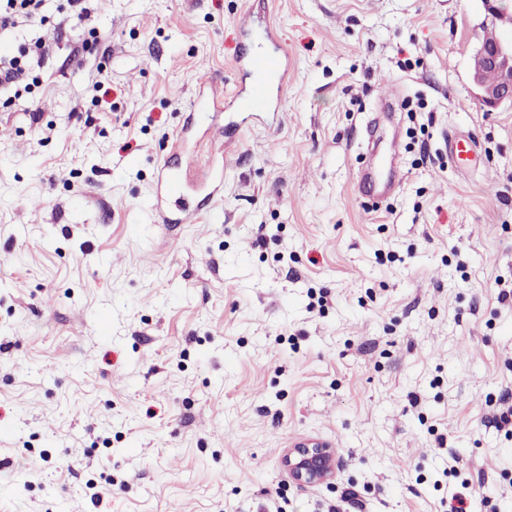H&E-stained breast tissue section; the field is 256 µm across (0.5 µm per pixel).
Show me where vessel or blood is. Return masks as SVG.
I'll use <instances>...</instances> for the list:
<instances>
[{
  "mask_svg": "<svg viewBox=\"0 0 512 512\" xmlns=\"http://www.w3.org/2000/svg\"><path fill=\"white\" fill-rule=\"evenodd\" d=\"M268 47L250 53L246 64L252 76V84L246 93L238 94L232 101L235 111L247 114L253 119L261 118L270 104L271 91L286 94L289 86L286 55L281 49L274 31H266ZM214 79L201 82L202 93L197 96L183 127L184 132L206 124L212 102L206 96L213 89ZM477 142L470 137L452 138L448 141V157L457 167L470 165L477 157ZM398 173L393 166L374 163L363 169L358 177L359 192L368 196L371 203H379L392 194ZM224 182L223 171L214 170L198 182H191L187 170L180 164L163 163L156 174L153 187V213L156 223L181 224L187 216L209 212L215 203V196ZM194 189L196 202L192 209L181 208L187 189Z\"/></svg>",
  "mask_w": 512,
  "mask_h": 512,
  "instance_id": "b4317fda",
  "label": "vessel or blood"
}]
</instances>
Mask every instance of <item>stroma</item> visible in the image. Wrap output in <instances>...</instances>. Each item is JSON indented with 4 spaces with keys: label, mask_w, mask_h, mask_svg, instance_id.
<instances>
[{
    "label": "stroma",
    "mask_w": 512,
    "mask_h": 512,
    "mask_svg": "<svg viewBox=\"0 0 512 512\" xmlns=\"http://www.w3.org/2000/svg\"><path fill=\"white\" fill-rule=\"evenodd\" d=\"M484 18L481 0L53 12L36 83L0 98V512H448L452 483L512 512L492 424L512 392V105L486 111L471 82ZM269 27L291 89L250 127L216 111L184 145L195 175L226 167L213 212L152 223L199 78L248 90ZM452 135L481 166L449 165ZM371 141L401 167L377 207L354 188ZM307 440L335 479L292 481ZM283 465L299 485L327 483L336 476V455L319 443H303L288 448Z\"/></svg>",
    "instance_id": "obj_1"
}]
</instances>
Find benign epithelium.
Instances as JSON below:
<instances>
[{"label":"benign epithelium","instance_id":"benign-epithelium-1","mask_svg":"<svg viewBox=\"0 0 512 512\" xmlns=\"http://www.w3.org/2000/svg\"><path fill=\"white\" fill-rule=\"evenodd\" d=\"M489 24L512 25V15L502 0H483ZM493 71L494 84L484 82L483 74ZM472 80L479 89L478 98L490 110L512 103V39L490 43L481 41L472 57ZM283 465L299 485L327 483L336 476V455L333 449L319 443H303L287 450Z\"/></svg>","mask_w":512,"mask_h":512}]
</instances>
